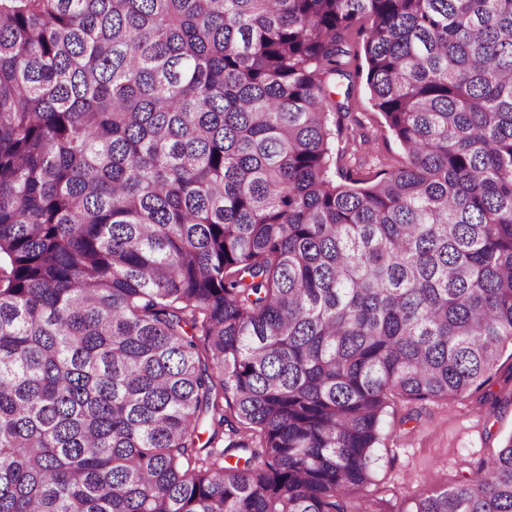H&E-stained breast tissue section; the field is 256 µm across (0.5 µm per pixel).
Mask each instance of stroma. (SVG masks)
Wrapping results in <instances>:
<instances>
[{"label":"stroma","instance_id":"35a3bbf8","mask_svg":"<svg viewBox=\"0 0 512 512\" xmlns=\"http://www.w3.org/2000/svg\"><path fill=\"white\" fill-rule=\"evenodd\" d=\"M347 48L355 69L352 88L334 100L348 110L349 148L361 158L358 176L371 181L378 172L405 165L407 156L374 110L365 77L357 72L364 63L357 32H350ZM488 392L486 402H397L383 420L366 499L388 501L393 512H412L415 498L465 482L478 461L496 454L512 434V353L503 352Z\"/></svg>","mask_w":512,"mask_h":512}]
</instances>
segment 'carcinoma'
<instances>
[{
    "label": "carcinoma",
    "instance_id": "obj_1",
    "mask_svg": "<svg viewBox=\"0 0 512 512\" xmlns=\"http://www.w3.org/2000/svg\"><path fill=\"white\" fill-rule=\"evenodd\" d=\"M508 345L512 0H0V512H364ZM412 512H512V437ZM358 28L359 25L355 26L347 39V49L351 53L349 57V70L352 75L350 97L347 100L344 96L348 80L342 79L341 93L336 94L333 100L336 106L339 102L344 104L345 109L341 112H349L344 120L345 125L349 127L350 141L347 146L349 152L358 150L359 156H362L361 165L356 171L357 177L373 181L378 172L391 171L405 165L407 156L400 143L385 126L381 115L372 107L364 75L361 71L360 74L356 73V67L364 66L362 37L357 34Z\"/></svg>",
    "mask_w": 512,
    "mask_h": 512
}]
</instances>
